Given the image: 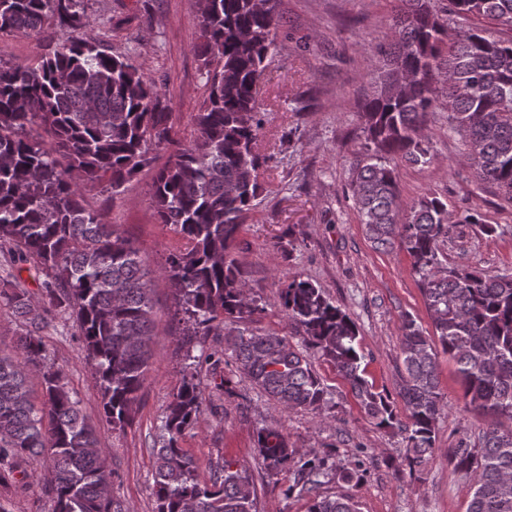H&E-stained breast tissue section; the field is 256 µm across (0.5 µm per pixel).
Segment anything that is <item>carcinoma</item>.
<instances>
[{"mask_svg": "<svg viewBox=\"0 0 512 512\" xmlns=\"http://www.w3.org/2000/svg\"><path fill=\"white\" fill-rule=\"evenodd\" d=\"M401 2L392 41L375 50L386 70L360 105L365 152L348 182L367 239L409 256L433 327L430 335L402 316L404 372L394 398L364 377L355 324L309 280L294 278L279 292L300 345L241 326L262 312L244 295L234 250L268 162L256 151L263 127L256 85L273 55L276 6L201 0L198 52L208 95L196 115L197 136L184 144L155 80L81 36L89 25L85 0H0V35L41 36L51 25L71 33L63 43L44 38L34 64L0 62V257L10 267L30 263L46 272L36 297L18 277L0 278V302L26 327L12 353L0 352V486L41 461L54 512H128L112 494L96 430L64 374L47 363L42 332L60 314L73 319L103 417L115 430L131 425L152 357L151 271L121 225L83 206L81 186L104 183L115 196L161 148L174 160L156 172L152 202L160 223L189 244L163 271L193 328L227 335L224 351L237 373L287 410L319 414L328 405L310 354L329 359L365 416L401 435L418 467L432 456L436 424L449 410L437 374L438 354L447 355L458 366L465 405L495 419L481 429L479 444L448 449V466L474 478L468 512H512V428L500 426L512 422V272L445 265L448 203L430 193L406 208L398 185L401 164L431 163L424 123L441 105L449 129L475 148L469 160L478 179L512 202V0H448L447 14L489 19L511 33L497 38L469 28L451 43L436 0ZM34 126L42 130L35 137L26 133ZM31 373L42 377L39 406L27 385ZM201 404L192 373L174 394L154 449L155 512H257L247 470L226 462L210 482L197 480L180 440ZM256 447L267 470L287 477V494L309 497L307 512H358L351 497L318 491L330 475L326 458L298 454L276 427L259 429Z\"/></svg>", "mask_w": 512, "mask_h": 512, "instance_id": "cac0c4a2", "label": "carcinoma"}]
</instances>
